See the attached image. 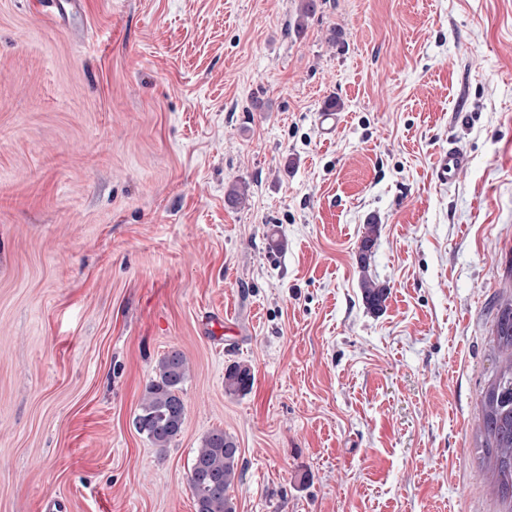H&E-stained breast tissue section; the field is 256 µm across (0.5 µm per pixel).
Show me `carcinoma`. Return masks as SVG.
<instances>
[{
	"label": "carcinoma",
	"instance_id": "1",
	"mask_svg": "<svg viewBox=\"0 0 512 512\" xmlns=\"http://www.w3.org/2000/svg\"><path fill=\"white\" fill-rule=\"evenodd\" d=\"M316 0H301L294 20V31L300 33L307 17L315 12ZM379 225H365L358 252V263L365 269L372 256ZM361 292L367 307L382 308L388 287L372 278L361 280ZM493 343L497 371L481 392V447L493 449L498 484L512 485V294L497 300ZM189 367L183 353L173 349L158 362L155 377L148 383L134 423L137 431L156 448H166L181 433L186 406L182 398L183 384ZM251 369L239 363L229 366L224 374L227 394L247 392L253 385ZM239 448L232 436L213 430L201 441L189 468V484L196 512H236L228 490L239 477Z\"/></svg>",
	"mask_w": 512,
	"mask_h": 512
}]
</instances>
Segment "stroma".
Here are the masks:
<instances>
[{
  "label": "stroma",
  "mask_w": 512,
  "mask_h": 512,
  "mask_svg": "<svg viewBox=\"0 0 512 512\" xmlns=\"http://www.w3.org/2000/svg\"><path fill=\"white\" fill-rule=\"evenodd\" d=\"M318 4L291 35L299 0H0V512H195L215 429L237 512H498L477 435L512 0ZM173 349L186 420L160 450L133 420ZM466 163L467 157L462 150L455 147L448 148V151L438 159L435 169L437 180L441 183L452 182ZM360 288L367 307L372 311L380 310L388 296V287L385 284L365 276L361 280ZM254 375L248 366L239 363L230 365L224 374V391L227 394L247 392L253 385ZM239 448L224 430H213L201 441L189 468L196 512H236L228 490L239 477Z\"/></svg>",
  "instance_id": "35a3bbf8"
}]
</instances>
